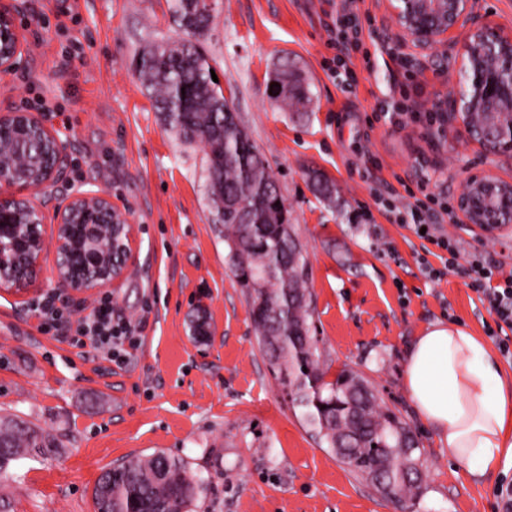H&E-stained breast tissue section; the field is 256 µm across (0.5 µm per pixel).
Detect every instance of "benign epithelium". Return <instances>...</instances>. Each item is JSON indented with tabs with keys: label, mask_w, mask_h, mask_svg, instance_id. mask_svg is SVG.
<instances>
[{
	"label": "benign epithelium",
	"mask_w": 512,
	"mask_h": 512,
	"mask_svg": "<svg viewBox=\"0 0 512 512\" xmlns=\"http://www.w3.org/2000/svg\"><path fill=\"white\" fill-rule=\"evenodd\" d=\"M483 0H382L383 19L394 27L397 44L420 58H427L440 47L448 49L459 69L471 78L469 90L457 92L447 104L448 121L467 140L486 154L512 157V78H503L500 69H487L483 57L487 47L498 44L501 55L512 68V34L483 10ZM19 0H0V74L11 72L20 53V34L14 16ZM484 112L491 118L496 136L475 135L470 116ZM23 120L45 132L52 143L53 159L44 176L26 185L17 182L13 164L0 159V236L24 228L20 240L33 249L19 260L0 252V274L10 269L6 285L20 291L33 279L38 259L45 246L44 216L35 200L19 197V190H34L55 196L64 179L69 158L57 134L32 112L0 113V133ZM456 214L465 224H473L486 237L512 228V181L499 178L488 170L470 171L462 180L456 198ZM53 252L57 282L71 286L63 266L78 259L85 275L82 287L100 290L121 279L131 257L133 228L109 196L76 190L58 199L54 208Z\"/></svg>",
	"instance_id": "1"
}]
</instances>
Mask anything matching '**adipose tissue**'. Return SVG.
Here are the masks:
<instances>
[{
  "mask_svg": "<svg viewBox=\"0 0 512 512\" xmlns=\"http://www.w3.org/2000/svg\"><path fill=\"white\" fill-rule=\"evenodd\" d=\"M403 385L449 456L471 472L512 460V381L479 337L431 326L408 351Z\"/></svg>",
  "mask_w": 512,
  "mask_h": 512,
  "instance_id": "1",
  "label": "adipose tissue"
}]
</instances>
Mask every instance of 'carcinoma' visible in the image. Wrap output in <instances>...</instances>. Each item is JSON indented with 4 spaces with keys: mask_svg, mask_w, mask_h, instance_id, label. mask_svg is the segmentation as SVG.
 Listing matches in <instances>:
<instances>
[{
    "mask_svg": "<svg viewBox=\"0 0 512 512\" xmlns=\"http://www.w3.org/2000/svg\"><path fill=\"white\" fill-rule=\"evenodd\" d=\"M172 2L183 38L162 41L143 53L137 72L156 90L164 124L182 144L200 145L205 152L209 204L224 224L236 277L252 298L259 348L319 443L375 491H380L379 477L392 485L398 501L413 499L421 489L423 461L412 430L382 406L359 374L343 369L326 380L329 366L314 333L306 252L293 225L278 222L284 200L268 159L239 115L226 109L224 91L213 81L209 58L197 44L209 31L211 7L207 0ZM295 67L287 55L278 59L274 103L306 112L311 83ZM15 148L31 156L46 151L42 140L27 133L15 137ZM310 181L316 195L332 201L335 186L329 179L314 172ZM237 203L248 208L244 231ZM375 441L385 447H372ZM43 444L41 434L1 420L0 483L10 478L12 462ZM201 489L183 459L158 451L128 456L105 471L93 498L96 512H188Z\"/></svg>",
    "mask_w": 512,
    "mask_h": 512,
    "instance_id": "obj_1",
    "label": "carcinoma"
}]
</instances>
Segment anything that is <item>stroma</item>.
<instances>
[{"mask_svg":"<svg viewBox=\"0 0 512 512\" xmlns=\"http://www.w3.org/2000/svg\"><path fill=\"white\" fill-rule=\"evenodd\" d=\"M364 34L346 50L327 43L332 0H219L201 45L252 139L267 156L309 262L317 334L332 370L349 368L421 439L424 472L408 512H497L493 489L512 462L484 474L453 460L403 386L413 341L436 324L477 336L487 311L456 271L439 281L420 270L423 242L396 224L404 197L452 206L466 169L512 180V159L486 155L453 125L377 119L386 99L436 112L460 83L453 58L392 64L398 49L380 0H358ZM21 62L0 75V109H51L42 121L66 145L70 182L108 194L133 227L131 259L107 293L117 310L146 320L122 369L42 332L34 303L57 295L71 306L93 291L58 288L54 253L25 291L0 289V417L45 437L14 463L10 512H96L93 487L113 463L162 451L202 480L190 512H394L302 425L262 355L251 298L229 259L224 226L209 206L204 152L165 126L134 71L144 48L181 35L171 0H24L15 18ZM289 53L312 83L309 112L268 99L272 72ZM341 58L358 85L345 93L322 68ZM422 91H414V82ZM330 179L334 202L315 196L310 171ZM463 252L485 250L512 270V231L484 239L447 227ZM205 316L211 338L191 322Z\"/></svg>","mask_w":512,"mask_h":512,"instance_id":"1","label":"stroma"}]
</instances>
